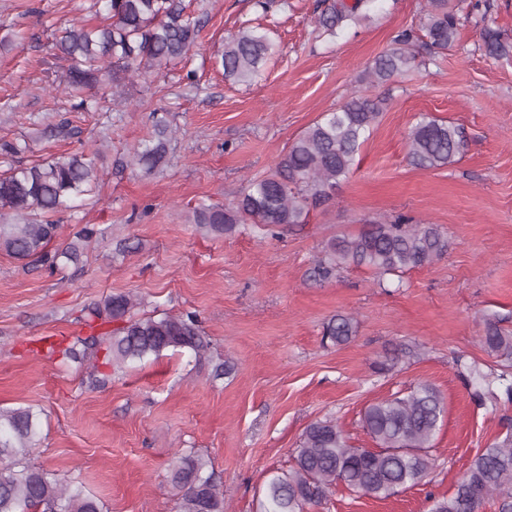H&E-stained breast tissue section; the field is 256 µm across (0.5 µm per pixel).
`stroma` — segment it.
I'll use <instances>...</instances> for the list:
<instances>
[{
    "label": "stroma",
    "mask_w": 512,
    "mask_h": 512,
    "mask_svg": "<svg viewBox=\"0 0 512 512\" xmlns=\"http://www.w3.org/2000/svg\"><path fill=\"white\" fill-rule=\"evenodd\" d=\"M452 0L459 37L435 58L371 86L365 74L405 29L420 28L424 0H373L336 33L321 29V0H191L203 28L187 54L160 74L89 91L90 112L63 92L68 64L53 44L70 23L101 20L96 0H0V173L97 152L100 180L74 210L59 214L53 248L82 227L99 229L78 264L50 272L0 252V408L29 407L41 435L31 464L82 487L103 512H179L169 477L177 452L209 459L226 512H258L267 472L289 469L311 422L330 418L352 445L373 447L367 405L427 382L445 414L429 450L435 465L420 485L386 499L338 487L307 512H429L450 495L476 453L512 433V401L494 387L472 401L456 357L494 367L480 339L485 318L512 331V57L481 49L489 25L512 37V0ZM245 26L265 32L275 52L252 81L225 80L224 41ZM384 100L383 112L347 179L311 208L305 223L214 234L192 221L202 202L232 205L248 180L266 175L287 145L353 93ZM464 128L468 144L447 166L424 170L407 156L422 117ZM70 119L78 135L42 129ZM173 132L168 163L147 174L134 147L158 120ZM435 224L448 252L433 264L376 277L364 268L316 280L332 238L366 220ZM136 296V316L196 315L211 349L122 366L49 355L45 337L84 333L85 306ZM351 315L347 344L322 339L334 315ZM393 358L387 372L375 362Z\"/></svg>",
    "instance_id": "35a3bbf8"
}]
</instances>
